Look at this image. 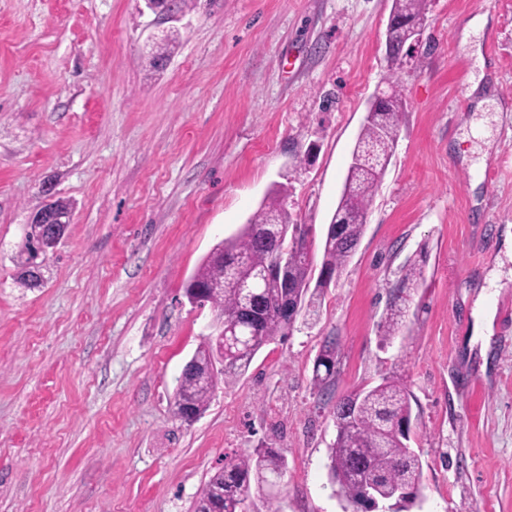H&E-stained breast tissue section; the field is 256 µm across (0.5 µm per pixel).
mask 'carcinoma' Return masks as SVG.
I'll return each mask as SVG.
<instances>
[{
  "instance_id": "carcinoma-1",
  "label": "carcinoma",
  "mask_w": 512,
  "mask_h": 512,
  "mask_svg": "<svg viewBox=\"0 0 512 512\" xmlns=\"http://www.w3.org/2000/svg\"><path fill=\"white\" fill-rule=\"evenodd\" d=\"M426 0H392L391 13L399 20L389 35L391 64L413 31L424 26ZM392 94L361 129L353 151L342 196L331 220V232L322 243L321 273L341 275L359 244L378 183L394 152L405 102L395 73L387 81ZM288 188L275 189L240 232L218 244L201 262L185 286L187 299L209 304L227 336H207L196 349L194 363L183 369L174 395V413L198 419L206 410L219 378L242 374L259 349L291 325L283 314L288 295L301 298L309 316L317 315L318 299L330 279L311 283L313 253L302 225L294 224L284 205ZM31 251L24 247L16 259V283L36 287L27 276ZM422 270L408 261L401 270L379 325L385 346L406 326L410 291L419 287ZM336 343L323 347L314 365L313 383L330 385L338 373ZM411 394L407 383L386 378L336 403L337 433L329 453V475L347 501L365 504L367 489L382 501L409 512L423 490V466L408 446L411 430ZM285 457L272 448H255L220 467L210 476L194 508L210 506L215 512H243L251 489L274 487L286 473Z\"/></svg>"
}]
</instances>
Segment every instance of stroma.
Masks as SVG:
<instances>
[{
    "label": "stroma",
    "mask_w": 512,
    "mask_h": 512,
    "mask_svg": "<svg viewBox=\"0 0 512 512\" xmlns=\"http://www.w3.org/2000/svg\"><path fill=\"white\" fill-rule=\"evenodd\" d=\"M391 6L190 0L167 18L144 0H0V512H190L218 467L261 445L287 472L245 512H354L328 475L334 409L393 376L423 464L411 512H512V0H428L396 69ZM393 71L397 144L318 317L182 422L179 378L215 322L187 280L280 184L321 255ZM49 184L73 216L29 290L14 257ZM411 258L423 281L407 326L379 346ZM330 340L339 372L322 389ZM339 363L338 351L335 342H329L321 350L319 357L314 365L313 383L321 388L329 386L333 378L338 373L337 365ZM324 369V374L321 369Z\"/></svg>",
    "instance_id": "1"
}]
</instances>
